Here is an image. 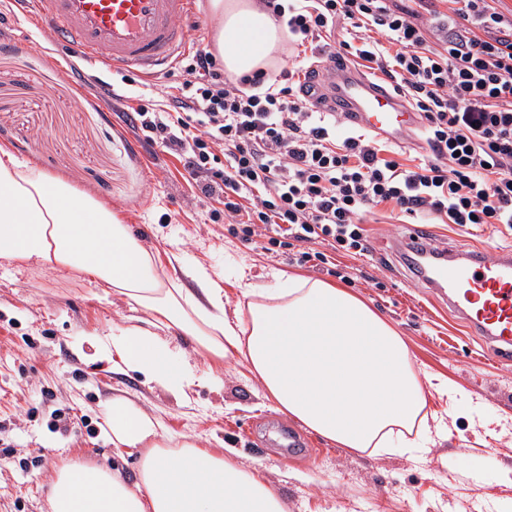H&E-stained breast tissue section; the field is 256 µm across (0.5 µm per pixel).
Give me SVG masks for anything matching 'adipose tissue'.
Returning <instances> with one entry per match:
<instances>
[{
	"label": "adipose tissue",
	"instance_id": "1",
	"mask_svg": "<svg viewBox=\"0 0 512 512\" xmlns=\"http://www.w3.org/2000/svg\"><path fill=\"white\" fill-rule=\"evenodd\" d=\"M215 46L226 73L267 70L279 28L255 0H210ZM0 258L92 276L145 315L144 325L97 337L104 357L146 383L184 394L199 355L235 361L288 418L338 446L371 455L426 447V386L402 336L346 289L298 276L272 288H245L247 318L229 319L224 290L204 268L197 290L167 284L158 253L112 209L70 183L47 178L0 146ZM179 330L192 351L173 346ZM114 446L146 445L136 482L118 472L72 464L59 469L51 512H286L259 473L186 440L169 447L159 420L125 398L112 401Z\"/></svg>",
	"mask_w": 512,
	"mask_h": 512
}]
</instances>
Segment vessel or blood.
Here are the masks:
<instances>
[{
  "instance_id": "1",
  "label": "vessel or blood",
  "mask_w": 512,
  "mask_h": 512,
  "mask_svg": "<svg viewBox=\"0 0 512 512\" xmlns=\"http://www.w3.org/2000/svg\"><path fill=\"white\" fill-rule=\"evenodd\" d=\"M35 22L51 41L89 64L132 69L153 77L184 52L182 18L200 0H35ZM338 82L317 74L304 96L319 112L349 114L360 126L397 138L417 117L386 87L347 67ZM411 252L414 281L447 300L468 329L500 358L512 360V250L481 252L463 245H431L424 227L407 224L399 237Z\"/></svg>"
}]
</instances>
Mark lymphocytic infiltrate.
<instances>
[{"mask_svg":"<svg viewBox=\"0 0 512 512\" xmlns=\"http://www.w3.org/2000/svg\"><path fill=\"white\" fill-rule=\"evenodd\" d=\"M449 2L425 23L426 0H263L309 55L273 77L235 79L197 47L172 111L142 105L127 122L181 158L202 193L223 198L232 235L270 230V245L302 244V264L326 262L323 244L367 252L363 216L380 205L431 224L512 228V18L499 0ZM342 22L351 32L340 49L418 111L425 149L414 165L348 115L309 108L303 81Z\"/></svg>","mask_w":512,"mask_h":512,"instance_id":"lymphocytic-infiltrate-1","label":"lymphocytic infiltrate"}]
</instances>
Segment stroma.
<instances>
[{
  "mask_svg": "<svg viewBox=\"0 0 512 512\" xmlns=\"http://www.w3.org/2000/svg\"><path fill=\"white\" fill-rule=\"evenodd\" d=\"M2 37L16 47L0 52V146L111 206L144 245L178 254L167 274L182 287L199 266L221 277L227 316L245 285L273 287L279 272L347 288L394 326L415 369L447 380L457 396L428 390L429 452L341 448L278 411L241 366L220 368L218 380L183 397L113 368L91 337L125 325L133 311L124 296L103 294L87 276L0 260V512H47L50 478L70 461L134 478L140 449L115 448L103 432L116 397L154 413L172 444L192 436L259 471L288 512H512V362L496 359L440 295L411 283L396 244L406 216L372 208L366 254L332 250L314 268L267 237L244 241L182 162L126 121L140 105L166 104L184 79L178 67L152 79L89 67L47 41L16 0H0ZM104 98L111 111H99ZM429 234L439 245L512 248L502 224H433ZM275 427L293 431L302 448H275ZM468 453L481 457L483 480L469 479Z\"/></svg>",
  "mask_w": 512,
  "mask_h": 512,
  "instance_id": "1",
  "label": "stroma"
}]
</instances>
